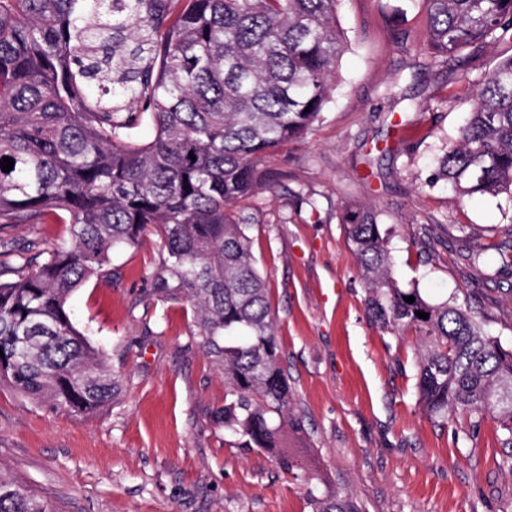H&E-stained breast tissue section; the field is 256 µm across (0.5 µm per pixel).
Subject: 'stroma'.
I'll return each instance as SVG.
<instances>
[{
	"mask_svg": "<svg viewBox=\"0 0 512 512\" xmlns=\"http://www.w3.org/2000/svg\"><path fill=\"white\" fill-rule=\"evenodd\" d=\"M349 49L313 131L272 159L285 184L249 203L252 252L269 288L291 386L286 433L293 471L265 451L233 448L214 415L224 377L205 356L189 306L138 300L158 242L112 255V276L69 299L120 391L95 413L52 409L0 383V470L54 512H310L307 485L352 497L362 512H512V470L493 420L431 419L415 394L419 339L370 320L365 288L340 222L343 205L379 213L396 278L433 302L456 298L512 349V199L459 201L434 179L456 141L474 86L512 40L482 45L464 65H429L407 38L418 0H339ZM408 77L405 98L383 90ZM314 192L319 209L290 192ZM59 220L0 227L18 251L67 238ZM482 247L483 261H468Z\"/></svg>",
	"mask_w": 512,
	"mask_h": 512,
	"instance_id": "stroma-1",
	"label": "stroma"
}]
</instances>
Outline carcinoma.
Returning a JSON list of instances; mask_svg holds the SVG:
<instances>
[{"mask_svg":"<svg viewBox=\"0 0 512 512\" xmlns=\"http://www.w3.org/2000/svg\"><path fill=\"white\" fill-rule=\"evenodd\" d=\"M432 60L512 33V0H419ZM338 0H0V224L59 217L67 238L43 259L0 251V380L70 413L112 403L119 383L73 322L68 300L112 253L152 234L161 249L140 299L190 305L224 374L216 413L236 448L282 465L290 387L247 202L283 174L266 166L310 134L331 101L346 40ZM436 179L458 199L512 197V55L472 91ZM154 139L133 132L145 121ZM195 159H190L189 154ZM371 321L417 334V400L434 419H492L510 449L512 351L452 300L433 303L393 274L377 212L342 207ZM413 296L408 303L405 298ZM425 312L423 319L417 313ZM312 512H361L309 487ZM0 512H52L0 470Z\"/></svg>","mask_w":512,"mask_h":512,"instance_id":"1","label":"carcinoma"}]
</instances>
